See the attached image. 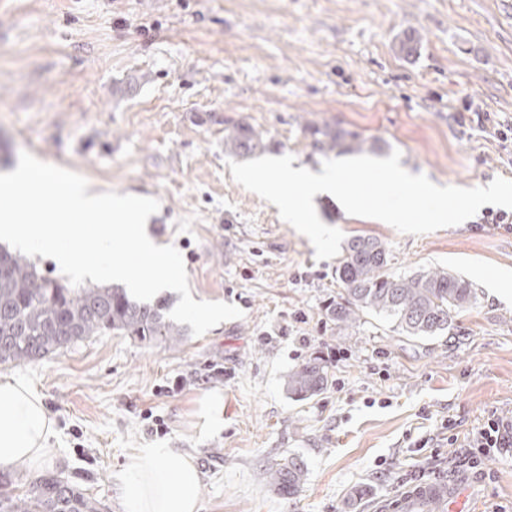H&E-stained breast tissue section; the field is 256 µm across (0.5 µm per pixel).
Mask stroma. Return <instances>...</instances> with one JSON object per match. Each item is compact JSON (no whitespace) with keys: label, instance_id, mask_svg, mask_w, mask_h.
Listing matches in <instances>:
<instances>
[{"label":"stroma","instance_id":"1","mask_svg":"<svg viewBox=\"0 0 512 512\" xmlns=\"http://www.w3.org/2000/svg\"><path fill=\"white\" fill-rule=\"evenodd\" d=\"M239 122L315 171L328 155L309 127L327 124L442 185L512 179V0H0V173L27 151L95 192L157 199L147 229L180 252L194 300L243 312L174 347L109 333L0 364L58 429L52 458L0 475L20 490L54 473L122 512L127 457L165 445L195 456L200 512H376L421 481L467 482L472 512H512V447L479 469L464 449L491 413L512 417V300L490 290L501 274L512 289V209L415 236L316 198L345 238L382 241L390 272L444 268L476 292L439 335L365 314L349 336L325 315L335 260L233 180ZM312 354L328 388L299 400L286 376ZM289 456L306 470L291 499L268 476Z\"/></svg>","mask_w":512,"mask_h":512}]
</instances>
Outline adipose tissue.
Returning a JSON list of instances; mask_svg holds the SVG:
<instances>
[{
  "label": "adipose tissue",
  "instance_id": "obj_1",
  "mask_svg": "<svg viewBox=\"0 0 512 512\" xmlns=\"http://www.w3.org/2000/svg\"><path fill=\"white\" fill-rule=\"evenodd\" d=\"M56 421L24 379L0 374V469L50 458ZM125 512H199L201 474L179 448L136 449L119 476Z\"/></svg>",
  "mask_w": 512,
  "mask_h": 512
}]
</instances>
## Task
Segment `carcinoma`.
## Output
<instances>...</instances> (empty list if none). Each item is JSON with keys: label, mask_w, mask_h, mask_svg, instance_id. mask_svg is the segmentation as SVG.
<instances>
[{"label": "carcinoma", "mask_w": 512, "mask_h": 512, "mask_svg": "<svg viewBox=\"0 0 512 512\" xmlns=\"http://www.w3.org/2000/svg\"><path fill=\"white\" fill-rule=\"evenodd\" d=\"M324 151H362L366 141L328 125L309 127ZM224 145L232 152H263L268 143L246 124L225 129ZM390 254L372 237H354L336 259L341 300L326 307L339 330L356 326L360 315L373 313L391 321L407 336H435L450 329L453 313L475 299L471 284L444 269L404 274L387 272ZM166 299L140 302L125 289L103 284L70 287L43 274L24 257L0 248V364L42 360L91 336L114 333L141 342L178 344L184 329L167 315ZM328 385V371L318 356H309L288 372V394L308 399ZM304 463L288 457L269 469L270 483L285 498L298 492ZM0 512H107V506L78 484L47 474L30 481L23 494L0 483Z\"/></svg>", "instance_id": "cac0c4a2"}]
</instances>
